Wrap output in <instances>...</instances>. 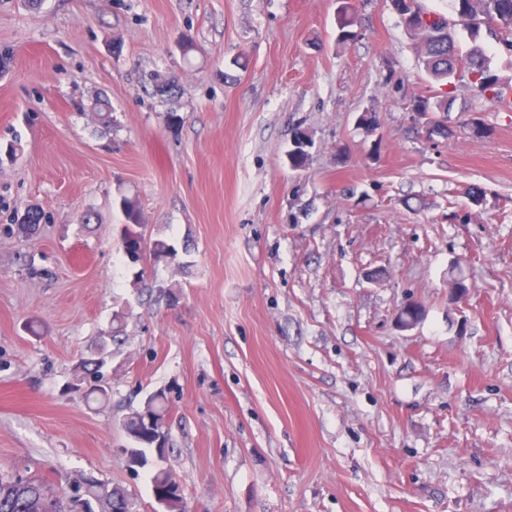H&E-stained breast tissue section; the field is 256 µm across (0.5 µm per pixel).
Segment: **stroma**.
Segmentation results:
<instances>
[{"mask_svg": "<svg viewBox=\"0 0 512 512\" xmlns=\"http://www.w3.org/2000/svg\"><path fill=\"white\" fill-rule=\"evenodd\" d=\"M338 5L0 0L1 473L153 512L122 419L162 390L188 512H512V111L456 80L426 138L414 37ZM124 197L174 259L128 260ZM441 96H434L437 98L435 102L431 103L428 99L414 100L411 104V111L418 112L420 119H423V124L431 128L433 136L448 137L451 135V130L448 128L445 116L442 119H437L436 112H448L447 98Z\"/></svg>", "mask_w": 512, "mask_h": 512, "instance_id": "1", "label": "stroma"}]
</instances>
